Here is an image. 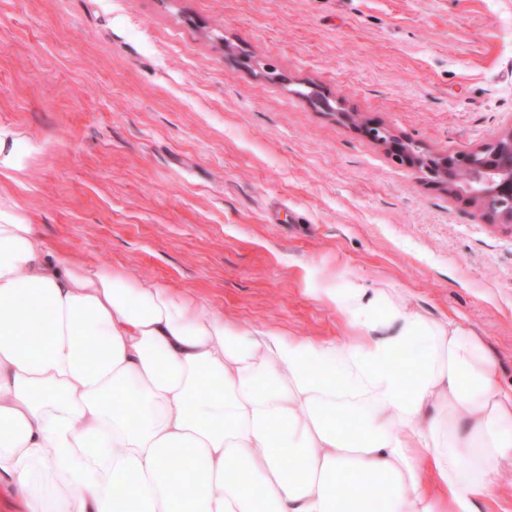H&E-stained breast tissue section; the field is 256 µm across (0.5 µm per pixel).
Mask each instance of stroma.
<instances>
[{"label": "stroma", "mask_w": 512, "mask_h": 512, "mask_svg": "<svg viewBox=\"0 0 512 512\" xmlns=\"http://www.w3.org/2000/svg\"><path fill=\"white\" fill-rule=\"evenodd\" d=\"M439 153L512 127V0H0V123L54 251L242 329L338 340L317 279L464 318L512 384V228L355 119ZM27 146L13 127L0 124V176L11 178L24 168Z\"/></svg>", "instance_id": "stroma-1"}]
</instances>
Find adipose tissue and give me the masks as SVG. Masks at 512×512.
<instances>
[{"label":"adipose tissue","mask_w":512,"mask_h":512,"mask_svg":"<svg viewBox=\"0 0 512 512\" xmlns=\"http://www.w3.org/2000/svg\"><path fill=\"white\" fill-rule=\"evenodd\" d=\"M322 294L352 336L245 332L54 252L0 194V486L24 512H496L512 386L481 337L360 281Z\"/></svg>","instance_id":"1"}]
</instances>
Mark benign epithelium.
Wrapping results in <instances>:
<instances>
[{"instance_id":"obj_1","label":"benign epithelium","mask_w":512,"mask_h":512,"mask_svg":"<svg viewBox=\"0 0 512 512\" xmlns=\"http://www.w3.org/2000/svg\"><path fill=\"white\" fill-rule=\"evenodd\" d=\"M366 136L387 147L393 159L424 175L451 198H463L488 224L512 227V127L466 152L440 154L397 139L378 125L362 124Z\"/></svg>"}]
</instances>
